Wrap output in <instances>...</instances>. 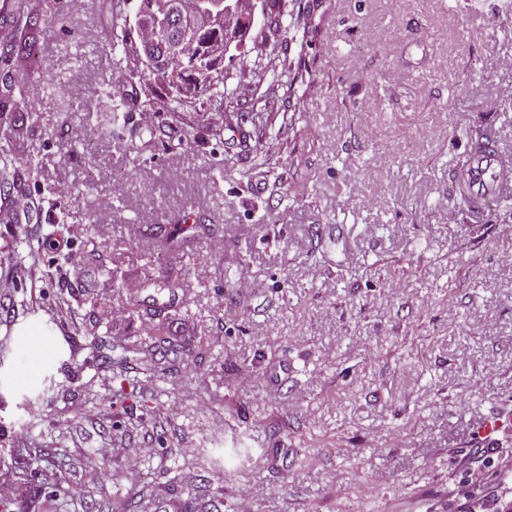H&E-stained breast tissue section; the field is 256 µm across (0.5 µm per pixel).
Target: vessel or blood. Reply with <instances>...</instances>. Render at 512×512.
I'll return each instance as SVG.
<instances>
[{
    "mask_svg": "<svg viewBox=\"0 0 512 512\" xmlns=\"http://www.w3.org/2000/svg\"><path fill=\"white\" fill-rule=\"evenodd\" d=\"M453 190L472 222H480L489 197L512 198V153L496 138L470 144L465 165L456 174Z\"/></svg>",
    "mask_w": 512,
    "mask_h": 512,
    "instance_id": "b4317fda",
    "label": "vessel or blood"
}]
</instances>
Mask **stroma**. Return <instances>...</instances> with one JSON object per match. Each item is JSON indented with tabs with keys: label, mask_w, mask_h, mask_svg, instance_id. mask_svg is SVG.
Instances as JSON below:
<instances>
[{
	"label": "stroma",
	"mask_w": 512,
	"mask_h": 512,
	"mask_svg": "<svg viewBox=\"0 0 512 512\" xmlns=\"http://www.w3.org/2000/svg\"><path fill=\"white\" fill-rule=\"evenodd\" d=\"M503 2L250 0L185 105L133 74L126 0H33L35 164L0 195V512H458L477 421L512 411V206L472 224L448 190L473 127L512 145ZM152 306L178 360L145 353Z\"/></svg>",
	"instance_id": "1"
}]
</instances>
